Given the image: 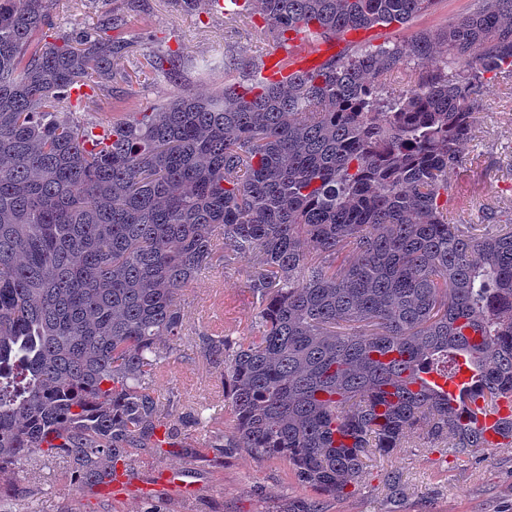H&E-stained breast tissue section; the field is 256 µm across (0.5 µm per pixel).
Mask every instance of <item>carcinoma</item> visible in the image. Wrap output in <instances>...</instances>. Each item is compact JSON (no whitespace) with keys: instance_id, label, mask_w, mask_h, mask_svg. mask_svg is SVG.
I'll return each mask as SVG.
<instances>
[{"instance_id":"cac0c4a2","label":"carcinoma","mask_w":512,"mask_h":512,"mask_svg":"<svg viewBox=\"0 0 512 512\" xmlns=\"http://www.w3.org/2000/svg\"><path fill=\"white\" fill-rule=\"evenodd\" d=\"M227 2L285 42L404 27L435 0ZM52 4L0 0V486L59 456L81 494L162 450L157 429L178 445L149 381L218 234L224 258L258 265L260 301L256 334L204 348L223 368L229 447L332 497L409 429L461 456L512 450V225L493 210L484 233L448 220L485 75H512V0L243 92L176 94L90 149L93 125L55 113L73 85L112 78L126 43L102 33L121 20L43 42ZM414 58L431 67L382 97ZM460 355L474 409L424 378L455 374ZM491 414L487 438L477 422Z\"/></svg>"}]
</instances>
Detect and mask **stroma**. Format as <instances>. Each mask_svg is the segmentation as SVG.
<instances>
[{"label": "stroma", "instance_id": "35a3bbf8", "mask_svg": "<svg viewBox=\"0 0 512 512\" xmlns=\"http://www.w3.org/2000/svg\"><path fill=\"white\" fill-rule=\"evenodd\" d=\"M474 6V0H435L412 23L385 29L372 42L440 32ZM111 15L122 18L128 47L112 60L111 82L87 100L84 112L93 123L126 121L178 93L209 94L228 82H247L253 64L277 46L260 18L192 9L184 0H55L51 21L54 32L64 33L97 27ZM170 51L186 60L174 77L149 64L151 55ZM468 153L466 166L448 176L449 217L479 224L494 210L500 223L512 224V77L490 80ZM253 272L252 263L218 257L180 295L188 314L185 335L153 381L186 431L178 448L142 451L128 465V491L109 504L95 493L74 495L61 477L63 460L23 463L11 488L0 491V512H512L511 452L458 456L447 439L418 430L407 433L402 448L370 456L357 492L343 498L300 485L281 459L218 449L230 407L221 369L203 347L217 335L252 333L258 311L249 288ZM391 472L398 486L388 484ZM172 474L177 483H168Z\"/></svg>", "mask_w": 512, "mask_h": 512}]
</instances>
